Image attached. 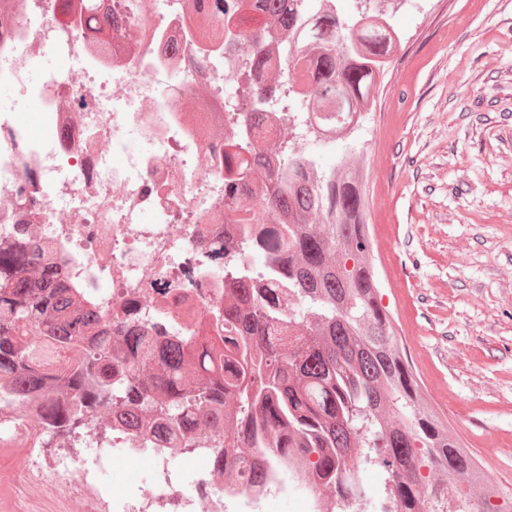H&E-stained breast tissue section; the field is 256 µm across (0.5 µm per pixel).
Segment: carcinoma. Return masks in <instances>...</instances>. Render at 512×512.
<instances>
[{
	"instance_id": "1",
	"label": "carcinoma",
	"mask_w": 512,
	"mask_h": 512,
	"mask_svg": "<svg viewBox=\"0 0 512 512\" xmlns=\"http://www.w3.org/2000/svg\"><path fill=\"white\" fill-rule=\"evenodd\" d=\"M383 0L345 19L336 0H224L240 42L234 151L224 154L225 210L253 158L262 213L224 243V338L184 336L161 346L149 327L118 328L101 311L73 313L70 289L0 251V403H37L48 431L72 433L88 414H115L152 448L205 449L263 492L235 449L264 448L303 472L314 512H495L506 494L424 398L393 319L378 302L369 209L356 154L322 170L293 130L321 145L348 142L377 104L401 47ZM349 114L335 124L323 112ZM288 113V139L256 122ZM242 256L265 263L250 282ZM117 335H112V331ZM74 352L58 374L37 366L26 337ZM385 474L380 510L362 470Z\"/></svg>"
}]
</instances>
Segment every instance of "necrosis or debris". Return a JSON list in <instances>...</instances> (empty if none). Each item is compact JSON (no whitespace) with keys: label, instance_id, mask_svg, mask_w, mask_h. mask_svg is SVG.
I'll use <instances>...</instances> for the list:
<instances>
[{"label":"necrosis or debris","instance_id":"4bbe7bcc","mask_svg":"<svg viewBox=\"0 0 512 512\" xmlns=\"http://www.w3.org/2000/svg\"><path fill=\"white\" fill-rule=\"evenodd\" d=\"M135 33L127 41V33ZM216 0H0V86L41 124L0 104V243L39 248L82 308L151 326L159 341L209 336L224 308V92L232 83ZM64 68L49 67L53 57ZM40 80H32L36 63ZM37 406L0 409V444H21L16 485L39 512H248L247 486L187 448H149L103 418L43 455ZM137 457L117 488L102 466ZM149 464L144 460H127L112 468V463L104 473L106 482L114 485H126L131 481L145 478L148 475Z\"/></svg>","mask_w":512,"mask_h":512}]
</instances>
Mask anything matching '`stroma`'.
I'll use <instances>...</instances> for the list:
<instances>
[{"mask_svg":"<svg viewBox=\"0 0 512 512\" xmlns=\"http://www.w3.org/2000/svg\"><path fill=\"white\" fill-rule=\"evenodd\" d=\"M402 51L346 149L366 174L379 302L430 406L512 490V0H407Z\"/></svg>","mask_w":512,"mask_h":512,"instance_id":"1","label":"stroma"}]
</instances>
